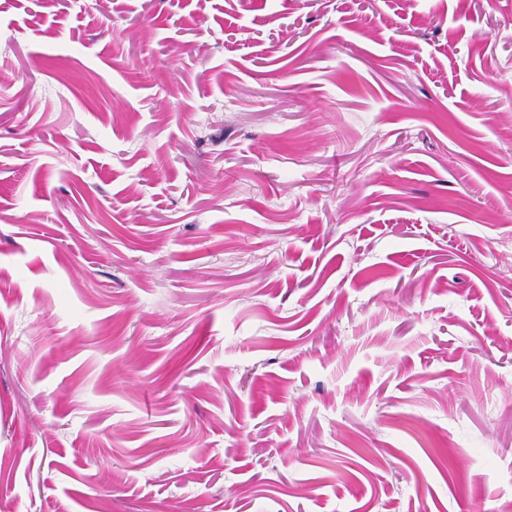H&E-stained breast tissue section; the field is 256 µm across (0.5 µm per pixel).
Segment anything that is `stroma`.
Listing matches in <instances>:
<instances>
[{
	"label": "stroma",
	"mask_w": 512,
	"mask_h": 512,
	"mask_svg": "<svg viewBox=\"0 0 512 512\" xmlns=\"http://www.w3.org/2000/svg\"><path fill=\"white\" fill-rule=\"evenodd\" d=\"M512 502V0H0V512Z\"/></svg>",
	"instance_id": "1"
}]
</instances>
